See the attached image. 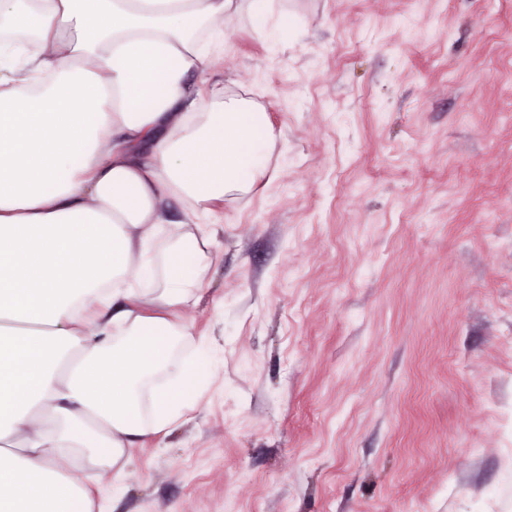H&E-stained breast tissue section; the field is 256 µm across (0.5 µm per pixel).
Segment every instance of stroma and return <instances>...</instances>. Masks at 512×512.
Here are the masks:
<instances>
[{
	"instance_id": "35a3bbf8",
	"label": "stroma",
	"mask_w": 512,
	"mask_h": 512,
	"mask_svg": "<svg viewBox=\"0 0 512 512\" xmlns=\"http://www.w3.org/2000/svg\"><path fill=\"white\" fill-rule=\"evenodd\" d=\"M224 20L269 172L218 208L211 409L106 512H512V0H275ZM250 20L262 33L273 40L285 42L299 36L300 30L289 19L273 21V0H246Z\"/></svg>"
}]
</instances>
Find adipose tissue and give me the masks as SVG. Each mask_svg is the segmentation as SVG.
Here are the masks:
<instances>
[{
    "label": "adipose tissue",
    "mask_w": 512,
    "mask_h": 512,
    "mask_svg": "<svg viewBox=\"0 0 512 512\" xmlns=\"http://www.w3.org/2000/svg\"><path fill=\"white\" fill-rule=\"evenodd\" d=\"M235 0H0V512H91L129 448L207 409L215 204L267 175L265 112L220 94ZM262 33L299 36L273 0ZM182 203L173 220L167 199ZM98 474L76 475L82 456Z\"/></svg>",
    "instance_id": "1"
}]
</instances>
